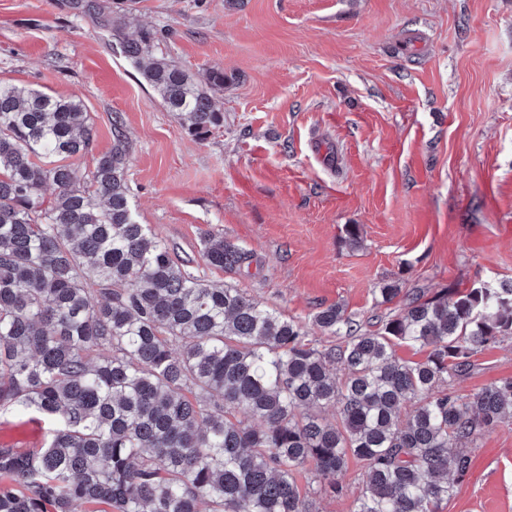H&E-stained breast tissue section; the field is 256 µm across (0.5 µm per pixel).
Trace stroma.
Listing matches in <instances>:
<instances>
[{
    "label": "stroma",
    "instance_id": "stroma-1",
    "mask_svg": "<svg viewBox=\"0 0 512 512\" xmlns=\"http://www.w3.org/2000/svg\"><path fill=\"white\" fill-rule=\"evenodd\" d=\"M65 2L0 0V82L84 100L83 171L124 134L136 222L209 283L309 323L322 347L333 339L316 313L390 318L402 302L381 303L385 285L512 280V0H95L82 16ZM120 11L185 68L224 71L223 127L195 137L154 98L98 19ZM212 229L252 254L249 274L207 265ZM475 360L449 391L512 378V336ZM50 428L1 409L0 447H40ZM468 450L442 512H512V428ZM339 481L343 495L315 494V512H351L362 463Z\"/></svg>",
    "mask_w": 512,
    "mask_h": 512
}]
</instances>
